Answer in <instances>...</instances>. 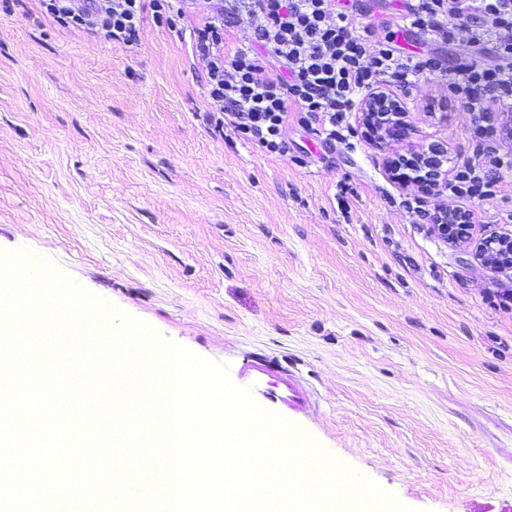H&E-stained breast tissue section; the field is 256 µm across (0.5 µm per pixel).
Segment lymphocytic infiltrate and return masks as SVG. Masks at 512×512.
Returning <instances> with one entry per match:
<instances>
[{"mask_svg": "<svg viewBox=\"0 0 512 512\" xmlns=\"http://www.w3.org/2000/svg\"><path fill=\"white\" fill-rule=\"evenodd\" d=\"M63 27L103 31L114 41H137L145 20L188 35L208 85L209 106L217 125L267 152L284 154L289 113L302 125L321 124L327 140L343 131L347 113L379 82L403 91L439 78L447 99L465 112L497 107L512 112V0H415L406 23L426 44L447 43L463 35L470 46L489 48L493 62L469 57L447 65L431 53H401L393 34L358 20L337 0H208L204 24L186 26L194 0H39ZM258 18L243 46L224 50L226 29L242 16ZM460 20L449 30L448 17ZM504 168L484 153L481 163L448 169V193L485 198Z\"/></svg>", "mask_w": 512, "mask_h": 512, "instance_id": "f902f5d3", "label": "lymphocytic infiltrate"}]
</instances>
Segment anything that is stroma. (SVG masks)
<instances>
[{"mask_svg":"<svg viewBox=\"0 0 512 512\" xmlns=\"http://www.w3.org/2000/svg\"><path fill=\"white\" fill-rule=\"evenodd\" d=\"M402 100L406 137L351 134L282 156L219 131L189 41L146 23L134 46L0 0V249L50 259L160 338L236 368L266 363L309 391L300 433L410 512H512V269L474 257L512 234V173L495 197L420 194L391 158L473 157L469 113ZM304 154V163L293 160ZM423 195L427 217L402 202ZM470 211L469 242L431 213Z\"/></svg>","mask_w":512,"mask_h":512,"instance_id":"1","label":"stroma"}]
</instances>
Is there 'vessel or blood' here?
Masks as SVG:
<instances>
[{
	"instance_id": "b4317fda",
	"label": "vessel or blood",
	"mask_w": 512,
	"mask_h": 512,
	"mask_svg": "<svg viewBox=\"0 0 512 512\" xmlns=\"http://www.w3.org/2000/svg\"><path fill=\"white\" fill-rule=\"evenodd\" d=\"M243 386L252 396L263 399L291 413L305 411L309 406L306 392L290 375L273 376L271 370L257 361H244L239 369Z\"/></svg>"
}]
</instances>
